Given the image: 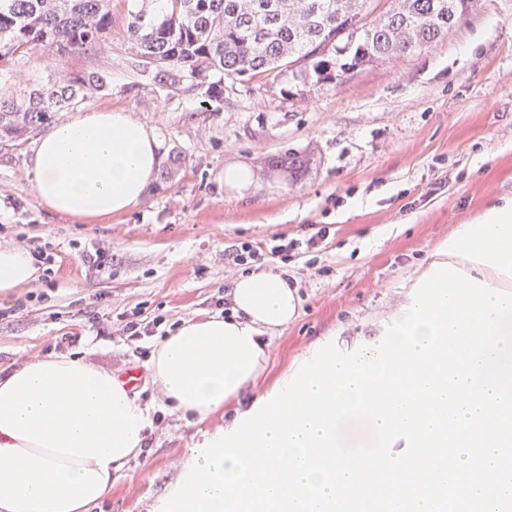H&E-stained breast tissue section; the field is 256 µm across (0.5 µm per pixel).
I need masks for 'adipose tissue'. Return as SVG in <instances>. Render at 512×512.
Masks as SVG:
<instances>
[{
	"label": "adipose tissue",
	"instance_id": "obj_1",
	"mask_svg": "<svg viewBox=\"0 0 512 512\" xmlns=\"http://www.w3.org/2000/svg\"><path fill=\"white\" fill-rule=\"evenodd\" d=\"M152 130L121 110L77 112L52 124L33 156L39 204L88 224L140 205L163 156ZM26 249L0 247V295L30 284ZM232 310L190 318L148 361L166 409L190 423L223 412L261 376L267 333L295 318L299 297L282 274L249 271L233 283ZM151 408L111 370L47 356L0 375V512H91L112 474L139 455Z\"/></svg>",
	"mask_w": 512,
	"mask_h": 512
}]
</instances>
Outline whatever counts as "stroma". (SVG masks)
<instances>
[{"label": "stroma", "instance_id": "1", "mask_svg": "<svg viewBox=\"0 0 512 512\" xmlns=\"http://www.w3.org/2000/svg\"><path fill=\"white\" fill-rule=\"evenodd\" d=\"M138 0H112V35L102 48L57 56L37 51L0 75V95L22 97L64 72L105 71L108 89L85 111L120 109L151 128L163 162L146 202L97 224L43 208L32 189L40 136L0 140V247L48 249L50 271L0 296V369L48 355L82 356L120 375L146 367L161 337L183 320L220 314L242 268L231 257L247 243L253 266L286 271L298 316L268 337V358L252 398L317 344L353 348L380 339L406 302L418 272L442 241L492 203L512 197V0H478L448 34L410 58L345 77L336 87L289 97L248 76L217 74L163 87L140 72L123 46ZM304 156L292 180L272 162ZM244 166L251 186H226ZM321 250L271 257L274 238L305 240L319 227ZM99 252L100 266L86 253ZM153 323L127 340L123 316ZM64 336L77 337L60 346ZM156 405L143 453L112 475L93 512H149L179 474L202 432L227 425L237 405L190 425L161 410L149 380L135 390Z\"/></svg>", "mask_w": 512, "mask_h": 512}]
</instances>
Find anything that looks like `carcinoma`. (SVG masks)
<instances>
[{
  "mask_svg": "<svg viewBox=\"0 0 512 512\" xmlns=\"http://www.w3.org/2000/svg\"><path fill=\"white\" fill-rule=\"evenodd\" d=\"M112 0H0V63L61 41L69 50L101 45L112 32ZM472 0H168L163 11L131 12L125 40L138 65L171 87L208 71L299 91L335 87L345 76L411 57L448 35ZM106 88L100 72L50 79L28 103L0 98V135L36 129Z\"/></svg>",
  "mask_w": 512,
  "mask_h": 512,
  "instance_id": "obj_1",
  "label": "carcinoma"
}]
</instances>
